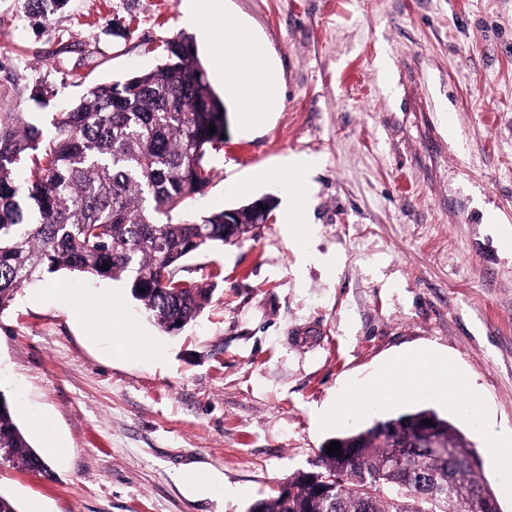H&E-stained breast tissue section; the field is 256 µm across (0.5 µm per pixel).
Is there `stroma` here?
<instances>
[{
    "instance_id": "1",
    "label": "stroma",
    "mask_w": 512,
    "mask_h": 512,
    "mask_svg": "<svg viewBox=\"0 0 512 512\" xmlns=\"http://www.w3.org/2000/svg\"><path fill=\"white\" fill-rule=\"evenodd\" d=\"M182 2L68 0L41 18L0 0V110L46 125L90 86L155 68L197 36ZM224 18L265 43L282 103L249 127L226 97L228 138L179 217L269 196L270 218L186 261L217 288L176 334L112 280L56 273L17 291L0 312V390L52 474L5 464L0 491L20 512H246L340 432L432 408L512 512V0H224ZM291 156L317 161L300 237L286 188L262 178ZM64 288L102 297L153 350L117 349ZM424 349L475 397L347 410Z\"/></svg>"
}]
</instances>
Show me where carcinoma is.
Wrapping results in <instances>:
<instances>
[{"label":"carcinoma","instance_id":"carcinoma-1","mask_svg":"<svg viewBox=\"0 0 512 512\" xmlns=\"http://www.w3.org/2000/svg\"><path fill=\"white\" fill-rule=\"evenodd\" d=\"M226 118L187 38L154 69L89 88L47 142L22 113L1 111L0 311L18 289L67 270L124 282L166 333L194 321L215 285L182 283L183 263L226 243L224 211L194 222L172 213L209 181L204 158L224 144ZM438 435L440 451L427 442ZM388 438L397 447H382ZM336 440L338 451L321 449L314 469L259 499L263 512H487L495 498L465 434L434 410ZM0 448L15 468L50 474L3 392Z\"/></svg>","mask_w":512,"mask_h":512}]
</instances>
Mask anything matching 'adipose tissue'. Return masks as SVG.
<instances>
[{
	"instance_id": "obj_1",
	"label": "adipose tissue",
	"mask_w": 512,
	"mask_h": 512,
	"mask_svg": "<svg viewBox=\"0 0 512 512\" xmlns=\"http://www.w3.org/2000/svg\"><path fill=\"white\" fill-rule=\"evenodd\" d=\"M198 28L200 37L206 42L228 41L242 45L238 63H219L217 72L240 102L245 121L256 122L276 110L279 81L262 44L245 28L231 22L221 29L213 26ZM309 169V163L299 157L288 158L284 166L288 174L284 184L289 195L283 214L285 223L303 225L308 221L309 197L304 176ZM388 382L393 383L397 395L430 394L445 401L470 390L466 378L456 371L448 358L424 351L408 358L404 365L387 369L378 377L376 387L357 396V405L371 403L378 395L379 385Z\"/></svg>"
}]
</instances>
